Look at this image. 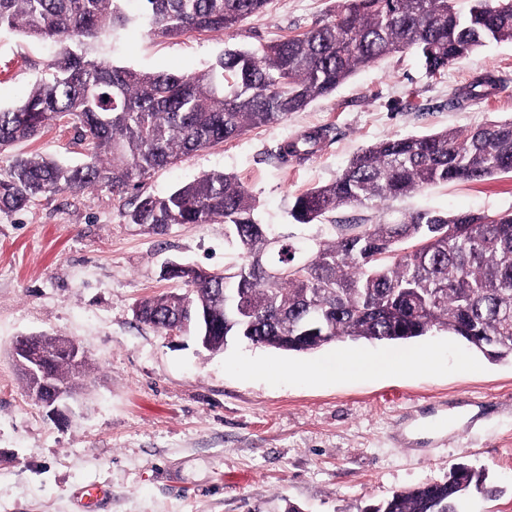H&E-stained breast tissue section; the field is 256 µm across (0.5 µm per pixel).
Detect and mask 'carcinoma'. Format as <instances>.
<instances>
[{
	"label": "carcinoma",
	"instance_id": "1",
	"mask_svg": "<svg viewBox=\"0 0 512 512\" xmlns=\"http://www.w3.org/2000/svg\"><path fill=\"white\" fill-rule=\"evenodd\" d=\"M0 0V29L49 40L63 52L47 66L22 105L0 109V152L64 124L86 144L88 160L67 165L14 157L0 172V212L25 209L63 190L100 187L123 195L152 171L181 157L284 121L333 93L356 71L414 50L441 74L492 42H512V0H341L336 13L303 33L261 50L228 47L197 75L144 72L90 55L87 40L143 19L157 36L223 33L260 13L269 0ZM491 72L457 88L448 104L485 99L498 89ZM318 129L279 152L306 160L328 138ZM512 173V119L457 132L441 130L372 144L328 184L297 196L291 216L309 224L346 205L381 202L448 181H484ZM250 192L210 173L163 196L140 195L130 224L162 232L173 224L223 223L243 254L218 273L178 264L163 278L184 290L139 302V322L157 330L181 325L192 306L212 316L209 349L230 340L288 352L336 341L401 342L439 329L495 361H512V211L490 218L415 211L389 222L335 225V237L312 240L307 261L290 237L257 222ZM245 303L249 313L238 312ZM45 336L48 385L76 387V370ZM493 494L485 474L460 466L443 482L397 492L369 512H463V501Z\"/></svg>",
	"mask_w": 512,
	"mask_h": 512
}]
</instances>
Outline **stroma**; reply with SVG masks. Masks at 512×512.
I'll use <instances>...</instances> for the list:
<instances>
[{"label": "stroma", "mask_w": 512, "mask_h": 512, "mask_svg": "<svg viewBox=\"0 0 512 512\" xmlns=\"http://www.w3.org/2000/svg\"><path fill=\"white\" fill-rule=\"evenodd\" d=\"M338 0H270L236 30L149 34L137 23L103 38L115 64L175 74L205 71L225 47L259 48L333 16ZM57 53L54 44L0 30V107L21 104ZM491 71L494 96L448 105L451 89ZM512 117V42L492 43L429 74L411 51L355 73L335 93L287 120L182 157L146 178L162 195L204 174L233 176L255 197L259 223L292 241L329 240L335 224L386 221L415 210L492 216L512 210V174L439 183L373 209L344 206L295 222L294 198L330 183L362 148ZM327 127L304 162L278 148ZM9 154L79 165L85 145L52 128ZM127 198L62 191L0 213V512H88L82 487L109 495L95 512H366L397 491L446 480L465 464L497 493L471 512H512V362H495L434 330L407 343L334 342L294 353L229 341L203 349L193 336L139 324L134 305L176 288L166 262L211 271L237 264L224 224H175L156 233L127 223ZM64 336L85 351L82 385L64 417L28 395L11 348L17 336ZM428 352L431 364L391 374H339L343 353ZM323 367L320 376L309 367ZM451 426H437L441 416Z\"/></svg>", "instance_id": "35a3bbf8"}]
</instances>
